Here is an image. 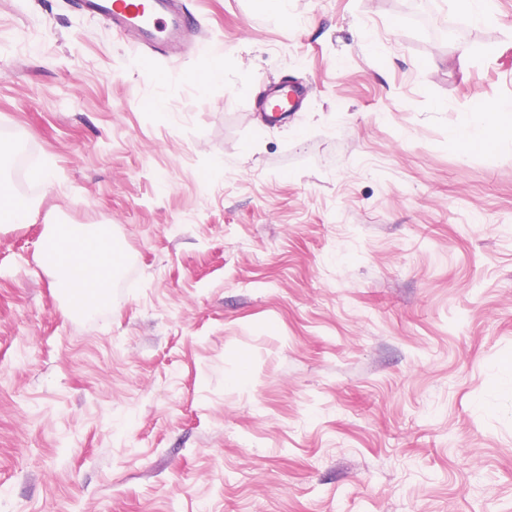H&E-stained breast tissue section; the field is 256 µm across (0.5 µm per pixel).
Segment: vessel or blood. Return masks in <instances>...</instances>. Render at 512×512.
Returning a JSON list of instances; mask_svg holds the SVG:
<instances>
[{
    "instance_id": "obj_1",
    "label": "vessel or blood",
    "mask_w": 512,
    "mask_h": 512,
    "mask_svg": "<svg viewBox=\"0 0 512 512\" xmlns=\"http://www.w3.org/2000/svg\"><path fill=\"white\" fill-rule=\"evenodd\" d=\"M176 0H81L85 11L110 20L140 44L167 50L177 40L183 20Z\"/></svg>"
}]
</instances>
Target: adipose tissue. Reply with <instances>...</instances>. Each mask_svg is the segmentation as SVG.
<instances>
[{
	"label": "adipose tissue",
	"instance_id": "adipose-tissue-1",
	"mask_svg": "<svg viewBox=\"0 0 512 512\" xmlns=\"http://www.w3.org/2000/svg\"><path fill=\"white\" fill-rule=\"evenodd\" d=\"M463 148L512 143V99L477 109L469 127L453 130ZM41 252L57 287L72 309L92 315L111 304L112 282L121 266V251L110 235L91 224H55Z\"/></svg>",
	"mask_w": 512,
	"mask_h": 512
}]
</instances>
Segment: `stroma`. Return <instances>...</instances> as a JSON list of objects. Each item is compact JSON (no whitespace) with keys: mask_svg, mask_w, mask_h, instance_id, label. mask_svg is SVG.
<instances>
[{"mask_svg":"<svg viewBox=\"0 0 512 512\" xmlns=\"http://www.w3.org/2000/svg\"><path fill=\"white\" fill-rule=\"evenodd\" d=\"M181 3L178 58L0 0V512H512V150L449 135L512 0ZM52 224L122 246L92 316ZM31 211L30 201L21 196L0 193V227L26 224Z\"/></svg>","mask_w":512,"mask_h":512,"instance_id":"1","label":"stroma"}]
</instances>
